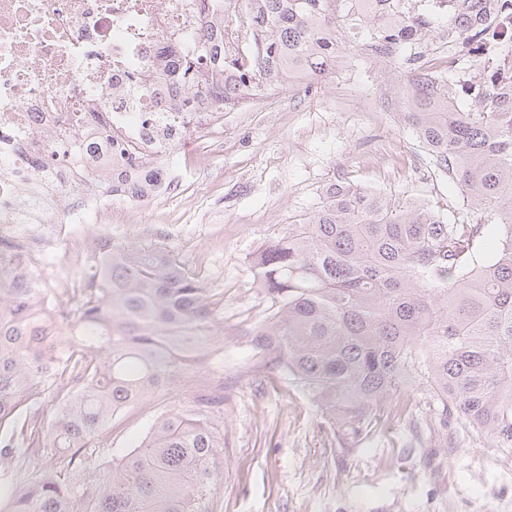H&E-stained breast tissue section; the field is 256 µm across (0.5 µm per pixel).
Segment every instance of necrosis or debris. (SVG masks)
<instances>
[{
	"label": "necrosis or debris",
	"mask_w": 512,
	"mask_h": 512,
	"mask_svg": "<svg viewBox=\"0 0 512 512\" xmlns=\"http://www.w3.org/2000/svg\"><path fill=\"white\" fill-rule=\"evenodd\" d=\"M221 9V0H0V224L27 223L30 182L48 172L68 184L74 156L101 176L119 149L143 169L180 150L192 116L160 106L180 90L176 58ZM137 74L148 92L131 110L112 91ZM168 189L163 172L148 194H59L42 221L49 237L67 236L90 210L150 203Z\"/></svg>",
	"instance_id": "obj_1"
}]
</instances>
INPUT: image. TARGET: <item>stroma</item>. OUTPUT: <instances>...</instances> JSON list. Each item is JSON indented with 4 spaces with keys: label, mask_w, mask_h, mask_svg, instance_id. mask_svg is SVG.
Wrapping results in <instances>:
<instances>
[{
    "label": "stroma",
    "mask_w": 512,
    "mask_h": 512,
    "mask_svg": "<svg viewBox=\"0 0 512 512\" xmlns=\"http://www.w3.org/2000/svg\"><path fill=\"white\" fill-rule=\"evenodd\" d=\"M323 77L265 92L224 117V149L192 133L163 158L178 184L149 211L99 214L52 250L72 254L100 234L161 241L222 291L223 352L186 363L170 390L131 408L112 446L140 444L152 421L224 391L222 512H512V445L444 416L425 387L396 396L369 432L339 441L287 372H268L249 333L269 303L250 259L315 213L332 184L429 205L449 223L471 211L461 188L415 140L399 103L402 66L365 50L358 30L339 42Z\"/></svg>",
    "instance_id": "stroma-1"
}]
</instances>
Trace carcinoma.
Segmentation results:
<instances>
[{
	"instance_id": "obj_1",
	"label": "carcinoma",
	"mask_w": 512,
	"mask_h": 512,
	"mask_svg": "<svg viewBox=\"0 0 512 512\" xmlns=\"http://www.w3.org/2000/svg\"><path fill=\"white\" fill-rule=\"evenodd\" d=\"M224 23L249 36L245 56L202 35L182 58L183 94L168 112L197 122L268 90L336 68V0H223ZM353 16L371 53L391 56L431 31L402 0H364ZM448 39L467 47L497 36L512 0H454ZM409 55L405 117L465 193L473 224L429 208L333 184L304 224L259 248L255 283L269 302L253 326L264 366L287 371L340 437L367 432L394 395L422 380L442 411H456L500 444H512V75L470 84L475 108L450 100L455 76L476 57L448 53V77L423 76ZM500 245L485 257L486 223ZM20 225L0 228V261L18 249ZM62 291L22 270L0 269V463L45 456L50 465L0 495V512H219L224 393L158 419L140 445L109 440L123 410L176 384L184 363L224 335V294L161 242L99 236ZM56 378L48 418L19 424Z\"/></svg>"
}]
</instances>
